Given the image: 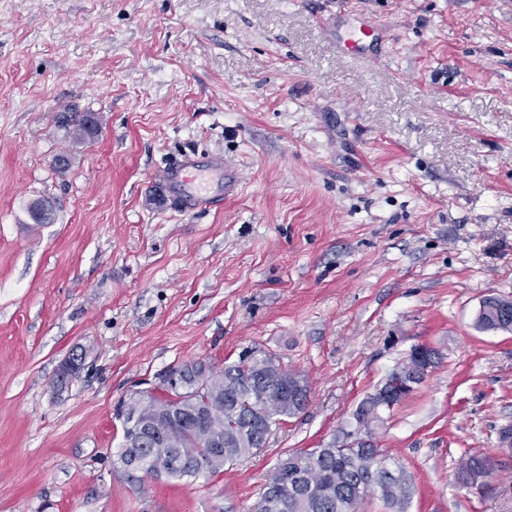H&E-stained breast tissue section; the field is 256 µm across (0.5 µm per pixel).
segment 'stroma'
<instances>
[{"label":"stroma","mask_w":512,"mask_h":512,"mask_svg":"<svg viewBox=\"0 0 512 512\" xmlns=\"http://www.w3.org/2000/svg\"><path fill=\"white\" fill-rule=\"evenodd\" d=\"M344 2L0 0V512H252L280 456L344 442L421 343L439 365L374 433L408 512H512V332L477 323L512 300V10L357 0L396 40L369 64L318 26ZM65 107L97 136L58 128ZM216 152L238 193L171 207L160 166ZM247 348L305 376L304 414L220 474L114 467L119 400ZM473 455L493 497L455 483ZM504 308L512 312V300L497 297L490 298L488 302L483 304V309L478 315L479 325L486 330L512 331V321L511 323H503L498 320V311ZM83 358L77 352L71 353L58 366L56 379L53 382L57 391L66 389L67 384L74 380L83 369Z\"/></svg>","instance_id":"35a3bbf8"}]
</instances>
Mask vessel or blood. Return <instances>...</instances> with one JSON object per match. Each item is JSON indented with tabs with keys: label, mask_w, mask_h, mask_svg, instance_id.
I'll return each mask as SVG.
<instances>
[{
	"label": "vessel or blood",
	"mask_w": 512,
	"mask_h": 512,
	"mask_svg": "<svg viewBox=\"0 0 512 512\" xmlns=\"http://www.w3.org/2000/svg\"><path fill=\"white\" fill-rule=\"evenodd\" d=\"M320 27L331 34L337 53L349 58L383 63L391 55L385 28L373 21L346 25L330 14L321 17ZM161 177L167 194L181 210L193 212L222 205L236 191L241 169L236 160L221 153L211 154L203 164L186 155L166 165Z\"/></svg>",
	"instance_id": "vessel-or-blood-1"
}]
</instances>
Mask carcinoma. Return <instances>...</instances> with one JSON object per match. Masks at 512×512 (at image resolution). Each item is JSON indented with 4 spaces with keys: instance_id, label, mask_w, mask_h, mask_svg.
<instances>
[{
    "instance_id": "cac0c4a2",
    "label": "carcinoma",
    "mask_w": 512,
    "mask_h": 512,
    "mask_svg": "<svg viewBox=\"0 0 512 512\" xmlns=\"http://www.w3.org/2000/svg\"><path fill=\"white\" fill-rule=\"evenodd\" d=\"M61 118L62 123L74 128L79 139L96 137L95 128L89 125V113L71 109L61 113ZM504 308L512 311V300L490 298L478 315L479 325L486 330L512 331V322L498 320V311ZM265 358V353L255 350L251 356L242 354L238 361L214 370L213 383L194 398L195 406L206 411L202 426L170 418L169 411L177 407V402L166 389L150 402V407L164 414L154 426L157 436L145 433L141 444L127 448L125 441L135 436L136 425L121 421L120 446L123 455L129 457L125 473L132 478L139 473L152 478L155 473L150 463L164 455V477L168 479L194 478L200 469L215 475L263 447L272 427L303 412L278 403L277 385L266 376ZM211 434L224 437V450L219 454L210 450ZM366 436L368 443L345 442L338 447L333 439L319 448L286 453L288 490L279 492L273 476L261 493L271 504L269 512H358V506L369 497L382 501L388 512H407L410 489L404 470L393 460V473L372 471L374 459L389 454L372 440V431ZM465 463L486 479L494 475L495 464L487 457L471 456Z\"/></svg>"
}]
</instances>
